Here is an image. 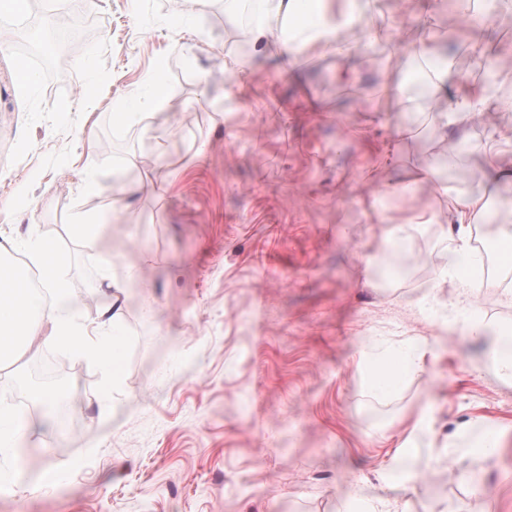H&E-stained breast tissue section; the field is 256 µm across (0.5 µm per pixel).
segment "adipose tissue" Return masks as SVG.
I'll return each mask as SVG.
<instances>
[{
    "instance_id": "obj_1",
    "label": "adipose tissue",
    "mask_w": 512,
    "mask_h": 512,
    "mask_svg": "<svg viewBox=\"0 0 512 512\" xmlns=\"http://www.w3.org/2000/svg\"><path fill=\"white\" fill-rule=\"evenodd\" d=\"M257 9L247 31L249 50L224 64L225 70L236 74L249 73L258 51L279 44L289 56L305 52H327L338 43L339 34L355 29L374 35L380 29L374 0H338L329 8L327 0H253ZM436 32L425 25L422 39L400 59L397 67L407 72L411 65L426 64L431 84L442 88L453 73L449 60L436 59L433 43ZM493 110V99L487 91H465L445 106L435 109L433 119L439 126L449 121H484ZM512 179V162L500 165L490 161L481 168L477 191H456L438 185L439 193L448 200V225L445 235L452 250L440 258L442 279L459 284L467 291L483 286V276L470 247L472 226L483 220L489 197L494 196L503 178ZM42 277L41 293H33L23 276L5 271L0 266V368L16 363L36 340L56 344L74 357L103 366L113 377L122 372V346L119 325L120 310L114 304L102 306L95 314L81 313L65 288L58 269L52 242L38 246ZM484 336L487 341V362L503 381L512 382V324L483 322H443L440 335L456 332ZM418 365L413 352L395 350L378 358L367 359L362 371L363 385L379 392L398 387L403 378ZM37 436L29 418L0 411V460L7 470H0V484L16 482L20 475L21 445Z\"/></svg>"
}]
</instances>
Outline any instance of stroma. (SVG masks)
<instances>
[{
  "label": "stroma",
  "instance_id": "35a3bbf8",
  "mask_svg": "<svg viewBox=\"0 0 512 512\" xmlns=\"http://www.w3.org/2000/svg\"><path fill=\"white\" fill-rule=\"evenodd\" d=\"M379 7L388 28L377 45L348 31L356 49L344 59L271 48L240 76L224 62L245 19L225 17L224 0H97L72 26L60 78L34 80L23 96L10 66L27 56L0 55V236L29 258L36 242H53L85 309L107 303L104 276L119 281L124 336L116 385L49 343L0 370V408L38 422L25 467L64 476L48 489L0 488V512H339L357 479L362 495L402 512H512V387L484 367L482 339L449 336L398 391L376 395L359 380L370 347L416 346L436 336L437 314L512 323V296L496 286L466 297L440 279L448 205L413 180L436 164L448 188L466 172L478 189L487 127L444 130L430 111L484 87L512 108V15L451 34L455 0ZM428 12L456 78L442 95L412 87L395 100L385 87L399 73L386 61L418 39L409 18ZM475 42L497 57L494 75L474 66ZM154 75L174 91L171 109L116 126L113 113L148 111ZM452 142L458 158L440 166ZM92 148L104 168L88 165ZM93 174L105 192L81 193ZM404 179L409 192H384ZM420 211L433 223H410ZM79 213L100 224L95 245L72 234ZM398 223L414 264L387 287L364 258ZM48 352L71 367L67 435L57 412L22 401ZM472 424L500 433L463 461L478 500L434 460L436 445ZM404 444L420 482L380 487Z\"/></svg>",
  "mask_w": 512,
  "mask_h": 512
}]
</instances>
